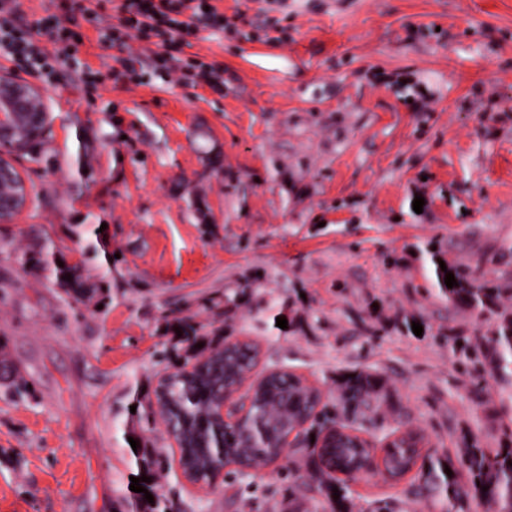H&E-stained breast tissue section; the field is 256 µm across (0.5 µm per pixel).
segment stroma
I'll return each instance as SVG.
<instances>
[{
    "mask_svg": "<svg viewBox=\"0 0 512 512\" xmlns=\"http://www.w3.org/2000/svg\"><path fill=\"white\" fill-rule=\"evenodd\" d=\"M215 4L237 32L181 56L222 64L223 94L149 72L89 98L71 71L41 88L44 152L18 159L28 203L0 224V512H127L130 406L180 365L161 358L180 320L257 346L252 379L284 367L327 401L341 372H379L401 407L388 426L431 455L497 442L477 402L499 387L440 340L473 322L449 317L421 250L512 271V0H288L271 13L284 43L259 0ZM99 224L109 264L85 256ZM49 240L93 294L36 266ZM227 288L245 295L224 313ZM145 440L174 512H239L229 478L183 477L163 426ZM298 477L287 458L259 468L263 512H288Z\"/></svg>",
    "mask_w": 512,
    "mask_h": 512,
    "instance_id": "1",
    "label": "stroma"
}]
</instances>
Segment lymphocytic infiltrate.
I'll return each mask as SVG.
<instances>
[{
  "label": "lymphocytic infiltrate",
  "instance_id": "1",
  "mask_svg": "<svg viewBox=\"0 0 512 512\" xmlns=\"http://www.w3.org/2000/svg\"><path fill=\"white\" fill-rule=\"evenodd\" d=\"M54 13L29 20L19 0H0V60L14 70L58 85L64 69L80 75L84 87L103 82L115 86L137 83L140 54L133 44L153 45L152 65L160 77L189 85L204 82L211 90H224L222 66L200 58H175L178 47L200 30L216 33L231 28L229 18L212 0H119L115 20H106L91 0H54ZM92 26L100 46L121 53L115 67L99 72L78 57L84 26Z\"/></svg>",
  "mask_w": 512,
  "mask_h": 512
}]
</instances>
